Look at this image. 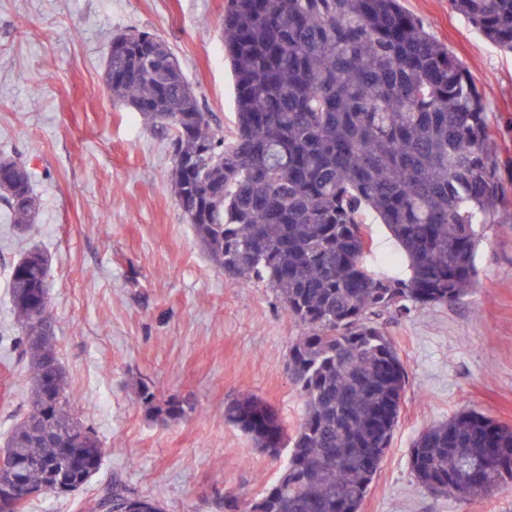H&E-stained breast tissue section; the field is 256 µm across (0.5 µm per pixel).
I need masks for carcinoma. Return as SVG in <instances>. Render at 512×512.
Wrapping results in <instances>:
<instances>
[{
    "label": "carcinoma",
    "mask_w": 512,
    "mask_h": 512,
    "mask_svg": "<svg viewBox=\"0 0 512 512\" xmlns=\"http://www.w3.org/2000/svg\"><path fill=\"white\" fill-rule=\"evenodd\" d=\"M489 43L512 52V0H449ZM224 50L235 80V131L207 112L173 49L149 32L112 37L105 67L114 104L141 115L170 149L178 205L208 258L271 288L301 334L288 351L305 411L291 438L254 396L225 419L277 459L281 475L249 512H359L398 423L405 368L380 319L457 302L478 277L479 225L501 209L506 163L486 95L401 0H228ZM0 203L17 231L39 208L27 165L0 158ZM399 246L403 277L364 264L366 214ZM51 259L22 253L10 298L24 335L28 409L5 442L0 489L59 493L66 461L81 487L103 448L67 393L53 336ZM186 413L166 401L162 423ZM498 457L488 493L512 484V428L474 410L422 431L409 466L429 493L452 497L471 478L461 461ZM131 493L107 486L93 512Z\"/></svg>",
    "instance_id": "carcinoma-1"
}]
</instances>
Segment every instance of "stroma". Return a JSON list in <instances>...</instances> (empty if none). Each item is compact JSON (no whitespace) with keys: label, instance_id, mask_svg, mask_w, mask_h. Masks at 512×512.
Instances as JSON below:
<instances>
[{"label":"stroma","instance_id":"35a3bbf8","mask_svg":"<svg viewBox=\"0 0 512 512\" xmlns=\"http://www.w3.org/2000/svg\"><path fill=\"white\" fill-rule=\"evenodd\" d=\"M228 0H0V154L34 173L39 199L29 234L0 205V442L28 408L26 370L11 347L14 262L31 245L52 258L51 307L69 396L105 451L83 489L33 497L25 512H85L110 484L156 498L165 512H224L275 482L283 466L224 420L227 401L253 395L294 433L304 399L288 376L300 329L265 285L209 261L169 181L165 142L142 117L114 106L103 81L115 33L165 39L225 133L235 122L224 53ZM484 89L494 139L512 161V54L485 41L448 0H402ZM364 262L398 250L369 224ZM475 288L451 306L391 321L406 370L390 449L359 512H512V486L457 499L422 489L410 448L430 425L479 411L512 425V222L486 224ZM189 405L162 424L137 383Z\"/></svg>","mask_w":512,"mask_h":512}]
</instances>
